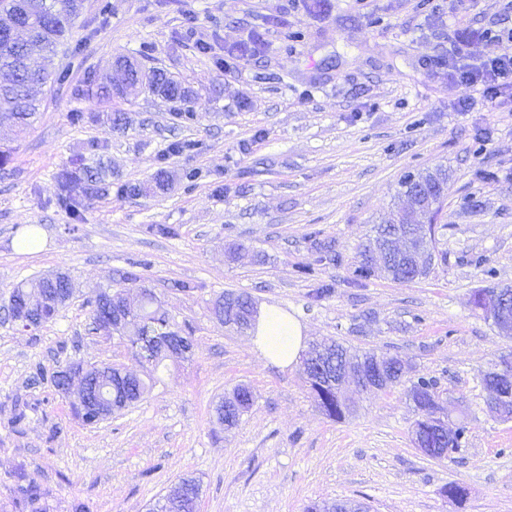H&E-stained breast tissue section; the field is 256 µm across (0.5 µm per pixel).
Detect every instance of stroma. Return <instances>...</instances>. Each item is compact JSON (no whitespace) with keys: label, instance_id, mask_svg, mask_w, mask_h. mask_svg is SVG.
Here are the masks:
<instances>
[{"label":"stroma","instance_id":"1","mask_svg":"<svg viewBox=\"0 0 512 512\" xmlns=\"http://www.w3.org/2000/svg\"><path fill=\"white\" fill-rule=\"evenodd\" d=\"M506 2L460 12L453 0H84L55 60L66 80L46 84L27 130L0 125L11 152L0 170V512H32L28 483L41 512H150L183 477L199 486L198 512H304L319 499L368 512H512V421L487 406L482 383L512 339L470 307L475 289L512 288V97L460 106L446 65L454 29L469 61L512 55V41L482 37L512 28ZM119 55L191 88L193 121L146 92L89 98ZM106 112L122 113V129ZM100 159L111 186L64 205L60 171ZM439 167L444 260L424 279L356 280L357 248L398 205L404 176ZM161 168L166 193H119ZM55 271L74 295L53 320L25 330L6 319L13 288ZM127 271L139 277L131 299L151 290L174 329L191 333L190 360L152 370L127 338L94 331L95 286L119 287ZM225 292L294 312L308 342L399 356L402 384L346 382L354 409L328 418L299 366L265 365L249 334L212 316ZM72 361L155 385L86 426L70 397L31 382L36 368ZM422 375L437 380L451 422L468 423L453 458L411 440L406 391ZM239 385L254 403L228 429L214 408ZM451 482L466 489L463 504L443 495Z\"/></svg>","mask_w":512,"mask_h":512}]
</instances>
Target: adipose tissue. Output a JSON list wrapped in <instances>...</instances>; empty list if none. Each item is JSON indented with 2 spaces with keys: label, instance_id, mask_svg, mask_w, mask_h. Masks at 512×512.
I'll return each instance as SVG.
<instances>
[{
  "label": "adipose tissue",
  "instance_id": "ef3b65f1",
  "mask_svg": "<svg viewBox=\"0 0 512 512\" xmlns=\"http://www.w3.org/2000/svg\"><path fill=\"white\" fill-rule=\"evenodd\" d=\"M304 332L298 319L268 305L258 311L252 342L266 364L287 368L298 363L305 349Z\"/></svg>",
  "mask_w": 512,
  "mask_h": 512
}]
</instances>
